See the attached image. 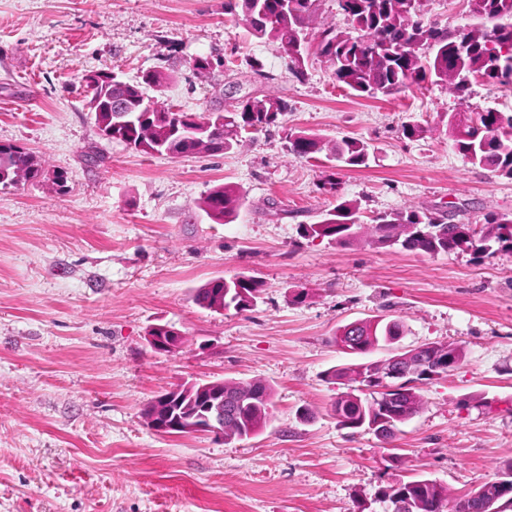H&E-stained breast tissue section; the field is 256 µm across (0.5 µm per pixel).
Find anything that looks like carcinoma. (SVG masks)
<instances>
[{"mask_svg": "<svg viewBox=\"0 0 512 512\" xmlns=\"http://www.w3.org/2000/svg\"><path fill=\"white\" fill-rule=\"evenodd\" d=\"M317 0H224V10L241 17L251 33L278 43L288 71L305 76L306 46L303 38L306 20L314 14ZM469 12L483 21L482 27L448 28L426 24L420 18L423 0H338L347 27L329 26L320 34L318 53L330 63L337 84L354 95H392L426 81L448 83L458 94L465 92L469 76L478 75L501 86H512V0H468ZM470 41L469 52L454 54L459 38ZM169 79L160 66L130 83L112 81L100 85L92 95L110 102L112 111L95 114V121L110 139L145 154L185 156L196 153H226L237 145L242 132L263 131L282 123L288 114V101L278 97H247L232 111L223 107L204 116L164 108L160 116L139 113L129 123L126 112L136 111L147 90ZM453 150L473 166L512 177V111L493 107H469L441 118ZM288 150L299 158L312 159L324 144L306 130H289ZM336 162L344 167L366 164L368 146L344 137L331 147ZM24 169L30 179L40 177L39 163L11 145H0V184L14 183L16 171ZM243 197L230 184L213 186L202 201V210L216 224H231L239 216ZM356 211L349 201L336 196V205L322 220L301 225L306 237L329 238L347 244L360 236ZM369 243L382 248L397 244L409 251L429 255L470 250L486 255L512 249V213L489 212L481 224L456 221L453 211L405 210L379 213L369 225ZM224 287V308L245 310L256 301L262 282L254 276L235 275L224 284L209 281L195 290L193 300L201 308L211 307L215 289ZM402 321L379 316L351 322L337 330L333 341L352 336L355 354H369L381 347L397 345L405 335ZM434 353L450 359L448 370L462 360L460 348L428 344ZM332 384H355L338 397L333 412L339 423L353 430L376 431L386 428L381 440L392 441L397 425L416 415L422 399L417 384L434 379L425 370L404 380L394 390L369 380L364 363L353 362L326 371ZM252 393L245 406L227 403L224 440L241 439L260 431L271 417L272 389L262 381L245 384ZM512 482V460L504 462L496 478L483 483L470 495L448 500L445 487L419 476L398 480L378 490L377 499L386 503H406L403 512H482L483 505L502 500L512 504V492L501 496L497 481Z\"/></svg>", "mask_w": 512, "mask_h": 512, "instance_id": "carcinoma-1", "label": "carcinoma"}]
</instances>
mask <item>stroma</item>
Masks as SVG:
<instances>
[{"label": "stroma", "mask_w": 512, "mask_h": 512, "mask_svg": "<svg viewBox=\"0 0 512 512\" xmlns=\"http://www.w3.org/2000/svg\"><path fill=\"white\" fill-rule=\"evenodd\" d=\"M211 54L223 68L195 75L190 60ZM160 65L171 78L148 94L172 108L270 96L291 110L224 154L146 155L102 137L83 74L132 83ZM469 105L512 109V89L478 78L463 98L430 83L359 98L316 55L299 80L224 0H0V144L44 172L0 184V512H380L377 491L399 479L436 480L455 499L495 478L512 459V250L428 255L299 234L340 196L366 222L406 208L475 224L512 212V178L449 147L440 116ZM409 123L425 134L406 138ZM289 129L357 137L368 162L296 158ZM331 177L338 193L322 188ZM221 183L244 196L231 224L200 207ZM239 273L263 283L253 307L194 303L196 288ZM377 315L404 323L401 347L464 354L420 385L395 456L338 422L346 388L324 379L354 360L337 329ZM158 324L182 333L178 351L151 348ZM212 379L270 384L267 426L223 441L146 425L155 397Z\"/></svg>", "instance_id": "35a3bbf8"}]
</instances>
